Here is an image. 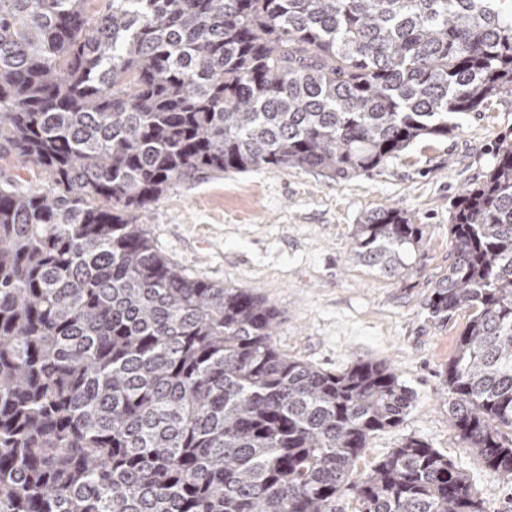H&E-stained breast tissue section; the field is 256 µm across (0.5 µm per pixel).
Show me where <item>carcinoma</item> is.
<instances>
[{
  "label": "carcinoma",
  "instance_id": "carcinoma-1",
  "mask_svg": "<svg viewBox=\"0 0 512 512\" xmlns=\"http://www.w3.org/2000/svg\"><path fill=\"white\" fill-rule=\"evenodd\" d=\"M0 0V512H484L405 438L389 363L281 351L252 289L177 269L144 227L177 180L369 172L512 95V0ZM451 201L437 316L469 320L448 420L512 478V131ZM422 225L367 212L352 259L410 268Z\"/></svg>",
  "mask_w": 512,
  "mask_h": 512
}]
</instances>
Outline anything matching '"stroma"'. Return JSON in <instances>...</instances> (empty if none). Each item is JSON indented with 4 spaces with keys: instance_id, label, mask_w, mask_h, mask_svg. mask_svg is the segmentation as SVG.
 Returning <instances> with one entry per match:
<instances>
[{
    "instance_id": "35a3bbf8",
    "label": "stroma",
    "mask_w": 512,
    "mask_h": 512,
    "mask_svg": "<svg viewBox=\"0 0 512 512\" xmlns=\"http://www.w3.org/2000/svg\"><path fill=\"white\" fill-rule=\"evenodd\" d=\"M509 130L511 97L369 172L198 175L175 183L147 219L156 247L183 272L254 289L273 304L275 343L289 356L334 373L359 360L390 363L414 400L397 429L372 437L360 470L403 438H419L470 473L485 512H512V479L462 446L448 421L444 382L469 312L439 318L429 301L451 262L450 202L484 180L492 147ZM382 207L407 211L425 230L410 271L395 280L351 258L355 224Z\"/></svg>"
}]
</instances>
